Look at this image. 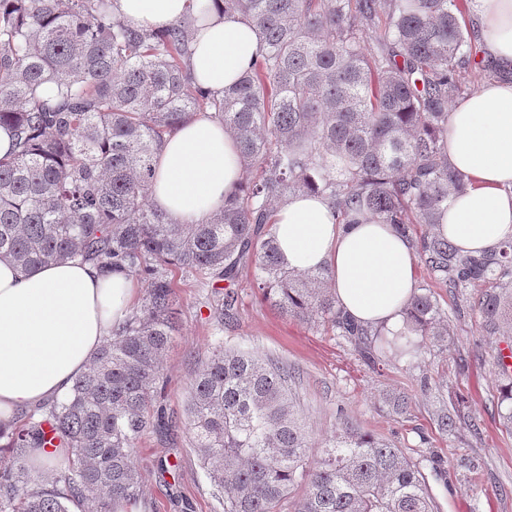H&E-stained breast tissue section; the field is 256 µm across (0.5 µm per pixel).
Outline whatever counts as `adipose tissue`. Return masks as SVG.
Masks as SVG:
<instances>
[{
	"label": "adipose tissue",
	"mask_w": 512,
	"mask_h": 512,
	"mask_svg": "<svg viewBox=\"0 0 512 512\" xmlns=\"http://www.w3.org/2000/svg\"><path fill=\"white\" fill-rule=\"evenodd\" d=\"M125 22L161 29L189 14V0H114ZM479 39L492 58L512 63V0H472ZM260 54L249 21L209 5L194 24L190 66L198 82L223 95ZM444 142L468 181L452 198L440 231L475 254L512 239V83L487 82L456 101ZM242 177L236 144L219 121L202 114L163 142L150 199L175 222L195 224L234 191ZM288 268L330 270L343 315L368 328L398 330L415 288L417 256L386 224L338 223L313 194L285 198L271 216ZM136 282L125 272L80 261L25 273L0 262V420L65 396L131 310Z\"/></svg>",
	"instance_id": "obj_1"
}]
</instances>
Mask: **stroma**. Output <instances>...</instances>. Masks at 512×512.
Here are the masks:
<instances>
[{
  "mask_svg": "<svg viewBox=\"0 0 512 512\" xmlns=\"http://www.w3.org/2000/svg\"><path fill=\"white\" fill-rule=\"evenodd\" d=\"M417 285H432L448 313V340L424 345L415 357L372 364L353 342L323 326L286 317L261 300L254 270H240L234 290L236 313L214 333L209 310L193 281L181 282L180 330L163 360L166 414L182 421L188 386L214 340L228 349H249L278 358L298 372L296 382L312 444L309 460L320 458L319 443L350 424L396 448L420 469L438 512H512V434L502 425L497 405L501 383L496 351L512 346V331L482 334L480 317L455 310L448 290L431 284L424 264L415 267ZM448 388V403L474 414L479 432L460 428L442 434L433 419L434 402L425 384ZM408 395L405 414H393L385 394ZM169 459L173 471L159 475L157 462ZM143 475V494L129 512L152 504L157 512H224L211 494L205 472L189 448L183 428L145 435L134 455Z\"/></svg>",
  "mask_w": 512,
  "mask_h": 512,
  "instance_id": "stroma-1",
  "label": "stroma"
}]
</instances>
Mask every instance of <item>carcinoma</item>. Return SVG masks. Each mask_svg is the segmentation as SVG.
Here are the masks:
<instances>
[{
    "label": "carcinoma",
    "instance_id": "cac0c4a2",
    "mask_svg": "<svg viewBox=\"0 0 512 512\" xmlns=\"http://www.w3.org/2000/svg\"><path fill=\"white\" fill-rule=\"evenodd\" d=\"M113 2L0 0V127L12 137L0 157V260L24 271L79 260L145 283L67 398L0 424V512H127L140 499L137 444L172 428L160 363L179 329V275L202 289L216 332L252 266L264 301L339 330L374 364L445 342L426 287L390 332L344 319L328 270L288 269L270 224L288 195L324 196L341 224L365 217L406 236L426 225L417 257L431 277L456 296L484 283L472 309L490 333L512 328V240L471 255L436 231L467 188L443 142L458 69L512 80V65L482 55L467 29L470 0H222L255 24L262 51L221 97L191 71V21L136 27ZM206 111L236 140L243 179L204 222L177 224L148 199L157 153ZM497 366L512 430V374L500 355ZM295 379L285 363L217 342L191 381L182 425L224 512H281L297 487V512H435L418 467L352 425L310 465ZM434 417L443 434L459 422L479 430L441 396ZM49 445L39 478L31 449Z\"/></svg>",
    "mask_w": 512,
    "mask_h": 512
}]
</instances>
